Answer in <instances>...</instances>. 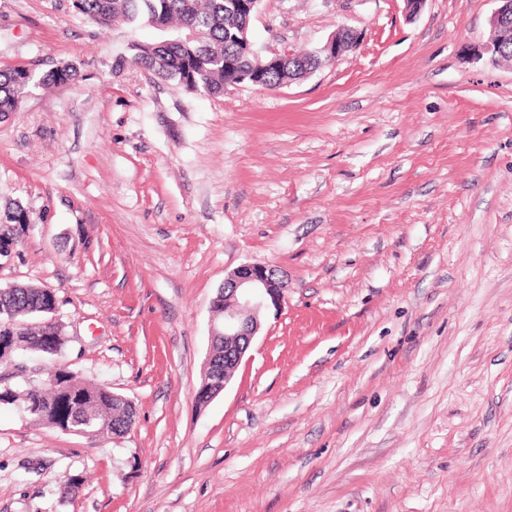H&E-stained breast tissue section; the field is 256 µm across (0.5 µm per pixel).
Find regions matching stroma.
I'll return each mask as SVG.
<instances>
[{"label": "stroma", "mask_w": 512, "mask_h": 512, "mask_svg": "<svg viewBox=\"0 0 512 512\" xmlns=\"http://www.w3.org/2000/svg\"><path fill=\"white\" fill-rule=\"evenodd\" d=\"M496 7L262 0L259 48L362 40L212 96L118 66L148 26L0 0V68L32 77L0 117V215L31 219L0 286L54 290L58 362L137 411L93 442L1 404L0 512H512V64L475 56ZM247 262L284 301L201 406ZM360 37H361V33H358L357 31H355L353 29L343 28V29L339 30L335 35H333L330 39H328L327 42L323 46H321L320 48H317L316 50L311 51V53L315 56V58L318 61V64L315 67L307 69V70L305 69L302 73L298 74L296 77L288 78V80L283 82L281 85L285 84L286 82H290L292 80L303 77L305 75L307 76V75L314 73V71L320 67V65L322 63V58L335 59L343 51H345V49L357 44L358 41L360 40ZM311 53L306 52V53L298 54V57H295L291 63L292 69L294 68V66H298V65H311L314 62V56Z\"/></svg>", "instance_id": "1"}]
</instances>
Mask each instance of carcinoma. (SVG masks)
Returning a JSON list of instances; mask_svg holds the SVG:
<instances>
[{"mask_svg": "<svg viewBox=\"0 0 512 512\" xmlns=\"http://www.w3.org/2000/svg\"><path fill=\"white\" fill-rule=\"evenodd\" d=\"M76 11L101 25L145 23L164 35L144 42L130 62L151 70L159 79L176 82L191 92L215 95L250 68L252 57L229 40L224 27L245 24V18L224 19V0H73ZM78 69L64 64L42 80L45 86L76 79ZM30 74L22 67L0 69V115L13 112L27 92ZM24 207L13 208L10 226L0 225V246L14 243V225L27 223ZM56 295L46 288L13 286L0 289V363L12 364L23 351L51 355L65 349L68 337L52 322ZM33 411L31 421L62 431L82 428L89 438L128 432L136 423L132 407L112 402L111 388L79 378L65 366L47 381L25 387Z\"/></svg>", "mask_w": 512, "mask_h": 512, "instance_id": "carcinoma-1", "label": "carcinoma"}]
</instances>
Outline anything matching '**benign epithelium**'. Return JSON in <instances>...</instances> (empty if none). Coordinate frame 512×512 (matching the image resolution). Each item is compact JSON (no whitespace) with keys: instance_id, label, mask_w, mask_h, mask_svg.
Returning <instances> with one entry per match:
<instances>
[{"instance_id":"7a95c632","label":"benign epithelium","mask_w":512,"mask_h":512,"mask_svg":"<svg viewBox=\"0 0 512 512\" xmlns=\"http://www.w3.org/2000/svg\"><path fill=\"white\" fill-rule=\"evenodd\" d=\"M261 0H224V10L230 15L246 16L251 21L258 11ZM498 7L490 18V33L487 41L478 51L477 59L494 61L499 46L512 32V0H496ZM234 42L244 52L255 58L258 70L282 69L294 53L284 50L263 54L255 48L249 26L231 33ZM361 34L350 28H343L320 48L312 51L317 61L334 59L345 49L355 45ZM284 276L272 264L244 263L224 277V284L218 289L212 301V308L223 309L221 326L213 327V335L224 337V368L212 366L210 387L213 395L225 391L236 370L260 329L259 316L269 306L278 308L284 298Z\"/></svg>"}]
</instances>
